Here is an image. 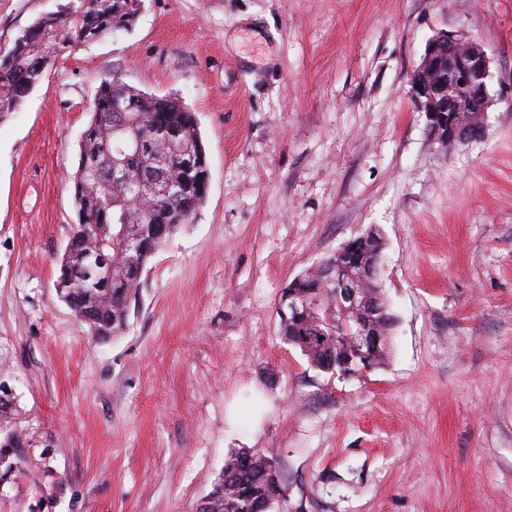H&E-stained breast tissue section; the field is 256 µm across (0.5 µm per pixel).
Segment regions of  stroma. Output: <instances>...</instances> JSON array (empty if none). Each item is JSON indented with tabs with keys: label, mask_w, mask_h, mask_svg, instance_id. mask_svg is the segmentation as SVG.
<instances>
[{
	"label": "stroma",
	"mask_w": 512,
	"mask_h": 512,
	"mask_svg": "<svg viewBox=\"0 0 512 512\" xmlns=\"http://www.w3.org/2000/svg\"><path fill=\"white\" fill-rule=\"evenodd\" d=\"M67 2L0 0V45ZM442 30L493 98L451 152L408 77ZM114 74L195 113L210 182L99 340L56 281ZM371 230L389 354L321 372L281 292ZM0 398V512H195L241 448L275 455L280 512H512V0H144L66 50L0 121Z\"/></svg>",
	"instance_id": "35a3bbf8"
}]
</instances>
